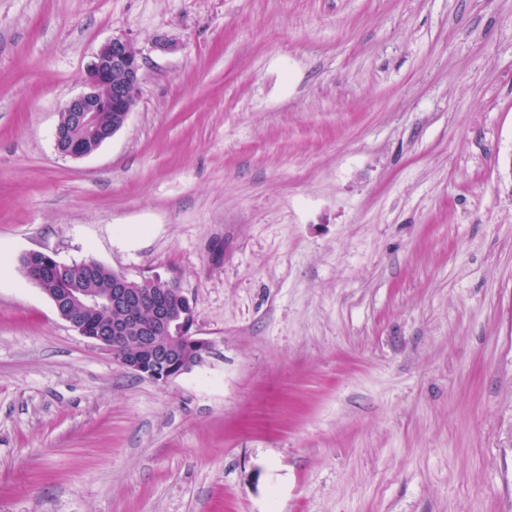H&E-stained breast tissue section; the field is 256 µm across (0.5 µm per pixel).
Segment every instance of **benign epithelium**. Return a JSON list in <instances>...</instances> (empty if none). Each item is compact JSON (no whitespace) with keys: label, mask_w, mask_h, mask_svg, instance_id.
<instances>
[{"label":"benign epithelium","mask_w":512,"mask_h":512,"mask_svg":"<svg viewBox=\"0 0 512 512\" xmlns=\"http://www.w3.org/2000/svg\"><path fill=\"white\" fill-rule=\"evenodd\" d=\"M142 68V58L126 39L116 37L99 49L85 71L86 90L68 99L62 107L71 115V126L59 124L55 128V148L59 154L84 158L125 125L139 99ZM165 293V288L148 278L136 282L119 272L111 293L74 291L54 301V306L80 335L104 350L117 343L137 346L141 354L122 365L141 377L167 382L201 363L211 352V342L197 334L194 324L174 323L169 306L163 302ZM145 300L154 308L149 323L141 322L132 313ZM104 306L124 313L123 319L108 329L92 331L81 319L69 314L74 307L92 310ZM164 329L172 330V335H159Z\"/></svg>","instance_id":"benign-epithelium-1"}]
</instances>
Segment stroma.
<instances>
[{
    "label": "stroma",
    "instance_id": "obj_1",
    "mask_svg": "<svg viewBox=\"0 0 512 512\" xmlns=\"http://www.w3.org/2000/svg\"><path fill=\"white\" fill-rule=\"evenodd\" d=\"M115 37L139 101L62 157ZM31 251L210 354L134 374ZM0 512H512V0H0ZM95 261H82L54 266V270L43 281L34 282L39 288L57 293L69 288H94L104 292L112 288L107 295H98L83 290L74 291L52 301L59 315L80 335L93 340L102 349L110 351L117 343H131L141 350V354L120 363L133 373L154 381L167 382L190 371L201 363L211 352V342L198 336L194 329L193 306L190 301L174 304L178 322L174 324L169 306L163 297L166 288L149 278L139 282L130 280L123 273L95 262L93 269L87 264ZM116 275L114 284L112 278ZM147 300L153 304L154 314L150 323L141 322L132 309ZM104 306L121 310L124 317L112 324L111 328L102 327L112 323L119 313L112 309L96 310L87 315V320L99 329L94 332L81 319L67 314L73 307L92 310ZM171 329L173 336H157L161 330ZM132 333H136L132 336ZM189 353V354H188Z\"/></svg>",
    "mask_w": 512,
    "mask_h": 512
}]
</instances>
